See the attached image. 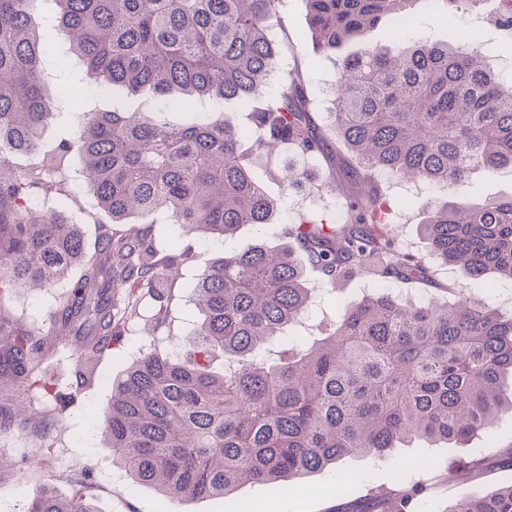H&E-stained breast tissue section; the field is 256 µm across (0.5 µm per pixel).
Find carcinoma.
<instances>
[{
  "mask_svg": "<svg viewBox=\"0 0 512 512\" xmlns=\"http://www.w3.org/2000/svg\"><path fill=\"white\" fill-rule=\"evenodd\" d=\"M38 24L34 0H0V296L50 290L77 269L48 314L45 333L0 312V436L52 423L57 392L39 370L59 349L74 364V390L96 373L124 329L146 319L167 327L171 289L162 272L193 259L198 237L224 241L245 225L272 224L277 201L256 183L248 156L286 149L284 185L321 180L306 160L332 139L355 156L342 222L316 214L283 228L288 247L257 242L224 250L198 277L192 353L143 352L91 408L113 462L133 483L170 500L227 496L252 484L278 486L346 457L381 456L415 440L462 446L512 406V313L448 288L408 300L396 285L424 283L425 255L399 247L376 177L456 192L476 171L512 170V81L484 64L476 38L457 45L410 40L394 20L418 0H306L320 49L336 52L383 27L393 47L367 43L337 60L329 137L312 122L301 72L268 89L279 51L270 20L285 0H52ZM435 18L479 0H432ZM65 36L82 65L83 88L173 94L249 106L244 131L224 120L182 126L143 112H86L81 125L22 172L13 153H36L55 89L42 61ZM76 156L86 187L111 223L88 247L65 210L35 204L66 178L57 157ZM430 253L480 278L512 280V197L469 202L421 199ZM180 231L161 239L158 213ZM139 220V226L119 225ZM331 288L363 278L374 291L340 308L303 346L287 328L311 313L307 271ZM224 356L223 372L211 370ZM89 469L68 476L70 497L44 488L25 512H96ZM427 485L376 488L353 512H419ZM448 512H512V485L464 498Z\"/></svg>",
  "mask_w": 512,
  "mask_h": 512,
  "instance_id": "1",
  "label": "carcinoma"
}]
</instances>
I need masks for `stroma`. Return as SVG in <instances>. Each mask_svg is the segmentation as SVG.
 <instances>
[{"label": "stroma", "instance_id": "stroma-1", "mask_svg": "<svg viewBox=\"0 0 512 512\" xmlns=\"http://www.w3.org/2000/svg\"><path fill=\"white\" fill-rule=\"evenodd\" d=\"M415 12L416 24L410 31L411 38L454 43L460 34L480 31L479 45L485 62L494 71L512 74V32L498 22V0H484L480 8L469 12L463 21L455 15L444 22L436 21L423 2L417 5ZM271 24L281 48L280 66H296L304 72L309 84L312 118L318 125H327L329 115L324 112L323 104L333 98L338 73L333 59L320 53L309 36L305 0H287ZM114 106L150 112L157 120L173 125L188 122L190 116L146 92L130 95L116 88L111 96L93 95L87 100L88 109L94 111ZM287 162V156L282 154L253 155L252 177L277 200L278 221L243 226L232 243L233 248L241 249L259 240L272 245L282 243L283 225L309 207L333 215L339 213L345 195L353 188L349 179L352 158L346 150L336 149L317 163L319 169L334 175L336 188L332 191L317 185L299 190L284 189L281 171ZM67 214L79 225L89 245L95 242L98 224L107 220L93 194L84 187L70 199ZM221 251L218 242L199 241L191 267L183 269L176 278L164 279V286L171 288L175 295L169 331L152 336L143 323L129 325L112 355L99 361L96 380L81 389L49 437H42L40 429L32 428L21 440L6 447V454L24 462L25 467L0 473V512H21L26 502L48 485L59 495L69 496L70 486L65 476L83 468L93 469L97 474V482L88 495L99 512H335L341 502L336 489L347 473L355 477L347 490L352 499L365 495L369 488L390 484L397 475L409 480L426 479L429 495L422 505L423 512H447L456 499L479 497L496 487L512 484V468L498 461H489L479 474L463 466L473 449L492 445L502 450L512 445V410L507 408L498 413L490 436L474 439L470 446L457 448L442 442H414L380 458L343 459L278 489L253 485L229 496L167 503L154 488L120 479L119 469L112 463V451L106 447L101 429L87 409L107 404L113 381L141 352L155 350L167 355L184 347L195 318L193 296L197 278ZM307 281L315 290V305L308 318L288 331L290 337L299 341L308 338L319 322L334 319L337 306L361 298L368 288L367 281L352 279L339 283L329 294L316 273H308ZM448 287L465 288L467 295L473 298L486 299L501 309L512 310V281L501 280L492 285L486 279L470 277L461 268L451 265L439 266L434 283L409 288L408 295L417 301L435 293L436 289ZM64 291L61 285L49 294L33 288L20 289L0 296V307L26 317L30 324L42 329L47 325L46 315L55 296Z\"/></svg>", "mask_w": 512, "mask_h": 512}]
</instances>
